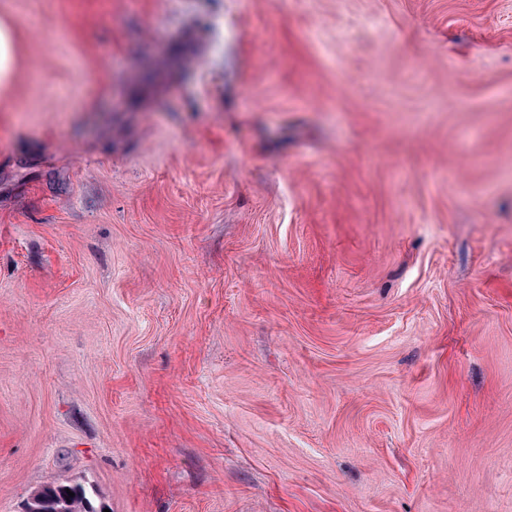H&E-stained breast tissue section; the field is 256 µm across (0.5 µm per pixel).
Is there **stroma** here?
Listing matches in <instances>:
<instances>
[{"label": "stroma", "mask_w": 512, "mask_h": 512, "mask_svg": "<svg viewBox=\"0 0 512 512\" xmlns=\"http://www.w3.org/2000/svg\"><path fill=\"white\" fill-rule=\"evenodd\" d=\"M0 512H512V0H0ZM17 28L10 21L0 19V88H4L11 79L14 65L15 40ZM66 489L74 493L69 497ZM42 500L37 511V492L30 498L25 512H58L60 504H65L71 512H103V509L94 507L91 492L80 484H58L44 487L41 490Z\"/></svg>", "instance_id": "obj_1"}]
</instances>
